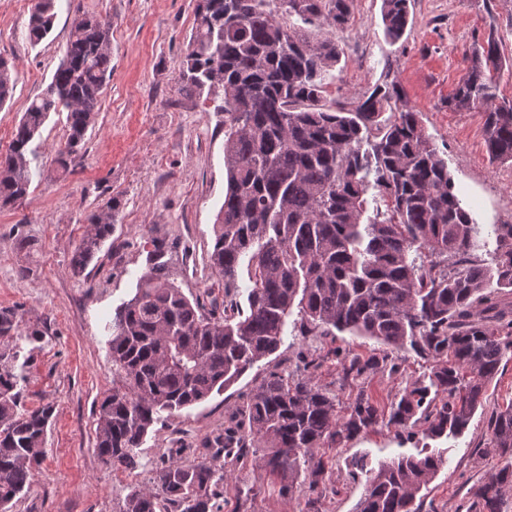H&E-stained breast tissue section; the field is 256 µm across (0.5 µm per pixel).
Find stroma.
<instances>
[{"label":"stroma","mask_w":512,"mask_h":512,"mask_svg":"<svg viewBox=\"0 0 512 512\" xmlns=\"http://www.w3.org/2000/svg\"><path fill=\"white\" fill-rule=\"evenodd\" d=\"M196 0H56L51 34L39 44L27 38L28 11L0 0V57L15 79L13 99L0 107V128L14 131L29 100L40 95L59 65L72 22L95 16L112 23V76L85 146L57 159L66 141L65 119L52 116L31 144L37 159L29 195L0 208V310L12 309L23 326L42 330L24 343V402L54 414L28 493L12 512H122L132 489L157 491L156 473L172 456L200 461L206 441L236 416L271 372L312 377L336 398L346 415L357 394L381 408L429 370L413 351L395 354L398 372L345 374L352 358H382L374 340L342 334L302 336L288 331L281 347L238 381L194 407L161 413L144 437L136 464L115 469L95 448L98 410L118 385L112 373L108 325L135 291L156 239L168 246L170 269L183 292L205 305L223 303L224 279L209 266L214 223L224 202V115L204 98L179 90L180 70L193 28ZM343 50L326 79L328 104L354 105L376 86L397 85L402 103L418 112L455 189L483 230L512 224V164L492 160L476 111L448 106L469 58L495 39L512 57V0H410V22L398 42L383 33L381 0H354L342 29L325 28ZM116 201L112 236L83 274L71 257L90 229L89 218ZM512 403V361L488 385L467 431L449 441L447 463L421 493V512H468L473 488L496 467L483 456L487 422ZM415 441L380 426L317 452L331 470L318 488L281 480L265 467L270 451L254 441L244 465L219 486L222 512H356L365 477L350 462L371 464L418 453ZM252 487L251 501L239 491Z\"/></svg>","instance_id":"35a3bbf8"}]
</instances>
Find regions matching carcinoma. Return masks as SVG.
I'll list each match as a JSON object with an SVG mask.
<instances>
[{
	"instance_id": "obj_1",
	"label": "carcinoma",
	"mask_w": 512,
	"mask_h": 512,
	"mask_svg": "<svg viewBox=\"0 0 512 512\" xmlns=\"http://www.w3.org/2000/svg\"><path fill=\"white\" fill-rule=\"evenodd\" d=\"M410 0H381L385 37L398 42L409 24ZM353 0H198L180 74L188 94L221 99L224 112V203L216 220L212 269L224 276V314L189 299L153 242L149 267L133 297L117 310L109 340L112 367L123 385L100 404L96 450L114 467H131L136 450L163 412L195 406L233 384L275 353L288 319L300 335L363 336L394 349L410 348L431 363L384 413L363 394L340 417L336 397L310 378L272 372L243 408L245 430L226 427L208 440L210 460L173 459L157 472L163 495L133 490L123 512H220V471L246 456L250 438L272 448L266 465L289 490L301 478L316 488L325 468L311 469L318 449L349 442L383 424L399 433L446 441L469 427L503 360L512 359V224H496L488 241L455 192L443 158L418 113L401 108L397 87H378L356 106L324 103L325 78L342 60L333 39L309 28H344ZM55 0H36L27 38L36 45L52 30ZM112 23L84 17L72 24L65 57L47 89L30 100L6 154L0 156V206L25 198L34 173L29 144L51 114L65 116V152L82 149L111 75ZM512 58L489 39L470 59L450 107L481 114L487 150L512 163V100H498ZM14 79L0 58V106ZM384 208L369 210V198ZM115 206L90 216L93 232L71 257L83 273L112 235ZM248 287L239 300L238 276ZM20 320L0 310V340L18 334ZM0 350V512L25 493L53 407L28 409L12 362ZM397 371L389 357L350 360L361 376ZM489 447L498 459L490 482L472 492L469 512H512V405L491 415ZM444 464L423 448L367 469L358 512H419L418 495Z\"/></svg>"
}]
</instances>
